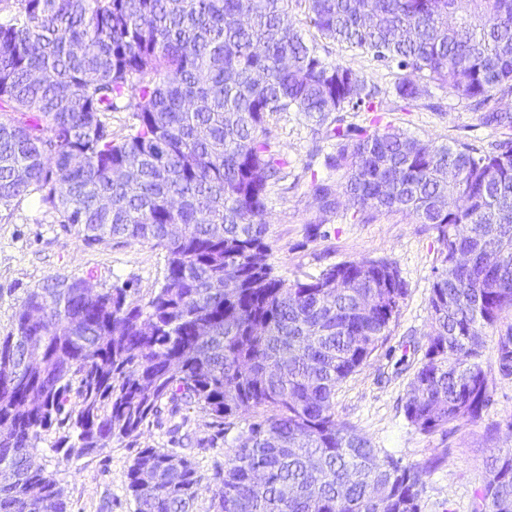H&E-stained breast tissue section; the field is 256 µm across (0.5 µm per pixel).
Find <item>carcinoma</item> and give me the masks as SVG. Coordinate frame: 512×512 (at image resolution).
Listing matches in <instances>:
<instances>
[{"label":"carcinoma","mask_w":512,"mask_h":512,"mask_svg":"<svg viewBox=\"0 0 512 512\" xmlns=\"http://www.w3.org/2000/svg\"><path fill=\"white\" fill-rule=\"evenodd\" d=\"M290 0H0V208L32 194L89 244L164 251L146 302L55 275L27 290L0 336V512H69L42 436L67 459L136 437L162 407L194 404L229 432L211 477L162 448L126 474L136 512H420L444 457L404 465L336 417V390L390 334L407 294L387 259L310 279L274 274L264 222L285 161L267 119L300 112L336 140L343 182H312L436 233L430 328L404 412L432 434L492 402L487 338L512 374V139L438 144L387 123L366 79L325 62L288 21ZM320 41L396 70L404 100L446 88L512 136V0H295ZM133 123L115 141L118 101ZM477 512H512V452L495 457Z\"/></svg>","instance_id":"obj_1"}]
</instances>
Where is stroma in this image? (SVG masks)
<instances>
[{
  "mask_svg": "<svg viewBox=\"0 0 512 512\" xmlns=\"http://www.w3.org/2000/svg\"><path fill=\"white\" fill-rule=\"evenodd\" d=\"M325 60L351 67L379 89L382 112L349 113L347 120L355 126L372 128L377 117L440 144L465 143L478 149L500 137L447 89L404 100L392 92L394 73L370 57L333 46ZM267 128L286 162L285 177L272 188L264 215L275 275L308 279L342 262L383 258L395 263L407 285L387 340L337 390V418L356 426L375 447L402 463L444 455L426 482L420 512H475L476 491L487 465L499 453L512 451V428L506 425L512 419V376H495L494 403L480 418L447 430L420 433L404 413L413 348L425 344L429 330L428 300L439 264L435 233L399 214L379 213L362 223L347 204L322 212L311 182L340 184V174L326 165L336 152L335 141L314 140L310 122L296 112L274 114ZM165 269L164 252L147 243L87 244L75 229L63 227L38 198L1 208L0 336L10 331L26 289L41 286L51 276H89L96 287H124L131 299L145 301L162 286ZM493 425L498 434L491 441L486 430ZM233 438L199 409L185 407L175 417L144 426L139 436L113 443L102 454L68 460L44 450L38 461L56 473L70 512H135L126 473L141 449L165 448L187 455L207 476L215 464L226 461Z\"/></svg>",
  "mask_w": 512,
  "mask_h": 512,
  "instance_id": "35a3bbf8",
  "label": "stroma"
}]
</instances>
